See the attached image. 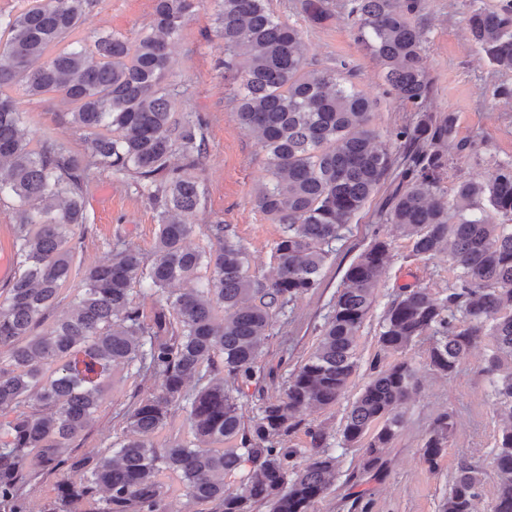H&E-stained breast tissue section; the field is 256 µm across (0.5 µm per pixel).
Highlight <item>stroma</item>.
<instances>
[{
  "instance_id": "35a3bbf8",
  "label": "stroma",
  "mask_w": 512,
  "mask_h": 512,
  "mask_svg": "<svg viewBox=\"0 0 512 512\" xmlns=\"http://www.w3.org/2000/svg\"><path fill=\"white\" fill-rule=\"evenodd\" d=\"M502 0H422L412 23L424 32L423 60L432 83L427 109L457 113L458 136L471 141L464 157L449 155L440 189L453 195L456 186L471 178H487L499 165L512 162V99L498 92L512 89V73L493 70L487 58L470 40L465 18L471 8H495ZM304 0H269V8L281 21L299 31L308 47V60L318 69L347 65L356 88L375 102L371 124L395 160H402L405 147L395 137L404 126L414 124V107L402 101L384 84L379 66L356 38L347 20L349 0H332L329 15L312 22L303 9ZM154 0H97L81 30L85 36L108 32L136 39L149 32ZM168 78L180 92L187 110L203 121L206 154L194 175L204 190L192 218L195 226L188 244L207 251L214 245L207 228L224 222L244 245L252 272L273 273V248L281 234L255 204L254 188L264 175L265 153L257 138L238 122L239 83L225 78L218 63L224 57V40L215 23V2L206 0L188 22L182 37L171 47ZM13 97L24 112L33 136L51 134L56 140L84 150L80 131L71 123L72 106L60 95L31 97L17 89ZM391 190L382 183L333 242L318 288L287 306L272 328L261 358L266 377L245 387L239 399L245 416H253L262 400L282 393L285 382L301 360L316 347L321 327L331 309L344 274L374 238L392 243V259L377 289L376 302L356 337L358 368L348 389L336 404L307 411L303 422L288 438L290 446L310 445L309 429H322L330 447H337L340 430L350 406L369 381L370 364L382 357L390 365L408 359L418 369V385L401 412L403 426L384 457L388 472L372 485L371 512H439L442 498L461 458L489 468L501 421L490 397V377L485 371L491 354L482 342L465 354L457 373L446 376L430 370L429 342L422 339L404 353H381L379 322L394 294L402 286H421L442 295L455 281L452 263L416 258L405 238L385 223L381 212ZM158 233L155 208L142 183L96 170L86 191V230L74 258V276L82 278L90 265L108 257L111 242L122 240L144 255H151ZM135 390L125 369H116L112 385L88 431L84 445L93 448L119 437L123 425L118 417ZM453 412L455 428L436 468L422 460L420 449L433 421ZM361 449H346L340 458L336 483L316 505V512H350L345 479L356 471Z\"/></svg>"
}]
</instances>
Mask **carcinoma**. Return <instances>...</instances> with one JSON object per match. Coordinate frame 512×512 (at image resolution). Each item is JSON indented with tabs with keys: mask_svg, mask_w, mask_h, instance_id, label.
I'll list each match as a JSON object with an SVG mask.
<instances>
[{
	"mask_svg": "<svg viewBox=\"0 0 512 512\" xmlns=\"http://www.w3.org/2000/svg\"><path fill=\"white\" fill-rule=\"evenodd\" d=\"M93 0H24L0 22V196L18 203V269L0 292V512H166L175 491L204 512H315L336 481L337 457L322 431L311 447L287 445L312 408L336 404L357 369L355 337L375 301L392 258L391 243L375 239L350 265L314 351L290 373L283 393L265 399L244 420L238 395L264 378L259 365L279 313L318 287L332 242L380 188L394 161L371 127L373 101L345 72L310 67L301 33L276 18L267 0H216L224 39V71L240 79L237 117L265 151V176L255 189L259 210L281 237L274 277L250 273L244 246L229 226H209L216 248L185 245L202 190L191 174L204 154L200 119L179 111L166 83L170 46L203 0H154L152 32L135 40L99 33L74 39ZM421 0H353L357 37L385 83L412 104L418 120L405 140L398 186L382 212L408 238L416 257L457 264L441 299L423 287L401 288L384 312L379 344L403 352L431 342L432 370L453 375L461 357L487 340V371L504 427L492 470L463 458L441 512H475L486 480L495 485L490 512H512V163L490 179L439 191L448 151L463 154L457 116L425 109L431 82L423 39L409 17ZM318 20L329 0H304ZM471 40L497 72H512V0L496 10L474 8ZM49 92L72 102L71 122L85 132L88 152L44 135L34 138L11 92ZM180 154L183 163L171 165ZM132 176L157 210L152 256L124 242L90 266L70 313L43 326L70 284L74 230L86 224L85 188L92 169ZM210 271L197 282L201 268ZM157 295L150 313L135 305L132 285ZM137 385L118 412L123 439L105 447L79 443L91 428L114 370ZM373 374L352 403L341 430L345 448H365L349 474L350 509L367 512L364 484L381 477L383 450L402 425L400 408L416 389L417 369L404 360ZM194 383L188 388V383ZM186 412L194 441L155 436L173 408ZM454 414L437 417L422 447L429 467L448 447ZM240 440V447L224 443ZM245 471L240 485L225 479ZM48 492L36 493L46 483Z\"/></svg>",
	"mask_w": 512,
	"mask_h": 512,
	"instance_id": "obj_1",
	"label": "carcinoma"
}]
</instances>
